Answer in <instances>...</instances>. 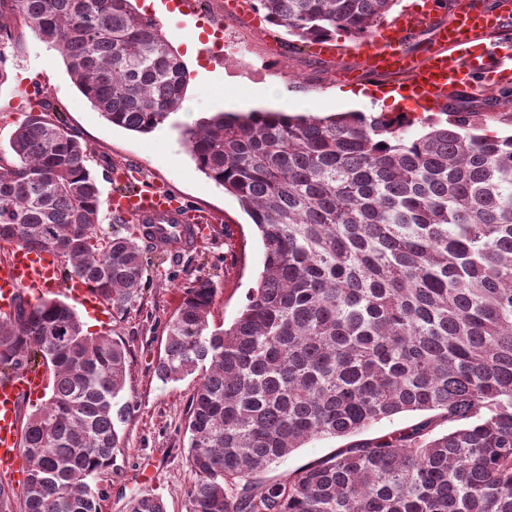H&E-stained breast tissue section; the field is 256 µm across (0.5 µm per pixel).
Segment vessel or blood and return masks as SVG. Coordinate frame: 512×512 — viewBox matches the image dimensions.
<instances>
[{
    "mask_svg": "<svg viewBox=\"0 0 512 512\" xmlns=\"http://www.w3.org/2000/svg\"><path fill=\"white\" fill-rule=\"evenodd\" d=\"M436 13V6L424 0L385 22L359 44L360 67L337 72V80L396 77L399 92L415 96L418 103L432 109L444 105L450 94L471 90L485 75L512 80V53L486 43L488 34L501 30L502 16L478 8L475 0H459L450 21L436 26L423 55L408 53L411 36ZM112 208L146 225L159 244L165 242L172 228L179 230V243L186 248L197 245L203 235L204 215L156 186L116 193ZM64 283L63 270L53 254L26 246L11 247L7 257L0 260V308L9 309L20 292L42 295ZM48 380L46 370L24 367L9 380L0 381V473H18L20 403L25 395L44 390Z\"/></svg>",
    "mask_w": 512,
    "mask_h": 512,
    "instance_id": "vessel-or-blood-1",
    "label": "vessel or blood"
}]
</instances>
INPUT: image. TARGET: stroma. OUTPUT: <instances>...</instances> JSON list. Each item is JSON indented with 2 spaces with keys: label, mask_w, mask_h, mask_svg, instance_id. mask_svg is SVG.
I'll return each mask as SVG.
<instances>
[{
  "label": "stroma",
  "mask_w": 512,
  "mask_h": 512,
  "mask_svg": "<svg viewBox=\"0 0 512 512\" xmlns=\"http://www.w3.org/2000/svg\"><path fill=\"white\" fill-rule=\"evenodd\" d=\"M206 10L222 24L243 54L188 55L185 41L197 36L206 41L200 18L185 19L179 12H156L164 35L181 54L190 74L185 99L195 119L215 112L252 110L286 111L292 114L328 116L338 112H375L377 95L384 83H367L372 99L347 97V84L337 82L338 70L359 66L356 39L338 35L340 53L332 59L313 56L308 47L269 23L253 25L249 17L224 10V0H206ZM6 56L8 79L0 85V151L8 152L9 140L30 110V94L46 92L54 119L87 143L86 165L100 188L104 224H112L110 199L120 184L115 172L129 168L144 183L165 186L182 204L203 211L212 228L197 247L179 257L149 253L144 286L129 311L110 313L107 321L91 322L90 311L79 308L84 329L94 335L110 334L130 352V373L123 399L132 406L122 424L123 446L98 484L105 492L101 512H126L128 501L138 495L162 499L166 512H186V493L195 481L187 462L186 412L197 383L196 376L162 383L155 366L164 351L166 324L186 288L196 279L212 281L217 289L211 319L228 324L257 284L262 247L249 216L238 200L200 172L187 154L180 132L188 126L183 112L148 134L113 126L72 83L60 53L31 31L0 49ZM497 87L483 86L452 100V112H473L487 134L512 132V104L504 103Z\"/></svg>",
  "instance_id": "stroma-1"
}]
</instances>
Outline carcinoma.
Instances as JSON below:
<instances>
[{
    "instance_id": "cac0c4a2",
    "label": "carcinoma",
    "mask_w": 512,
    "mask_h": 512,
    "mask_svg": "<svg viewBox=\"0 0 512 512\" xmlns=\"http://www.w3.org/2000/svg\"><path fill=\"white\" fill-rule=\"evenodd\" d=\"M399 0H254L310 44L360 39ZM22 26L60 50L112 125L147 134L184 99L188 71L132 0H0V38ZM30 110L0 156V243L45 248L66 277L124 313L147 262L141 233L103 231L88 147ZM218 112L183 131L197 168L234 195L262 246L256 288L228 325L217 289H186L155 373L199 376L187 410L196 479L187 512H512V135L469 113L424 118ZM32 364L51 394L23 425L25 493L0 512H101L96 478L121 447L129 351L90 336L68 303L19 297L0 313V378ZM402 413L422 419L372 437ZM448 423L445 431L441 423ZM347 440L282 477L321 438ZM128 512H166L151 495Z\"/></svg>"
}]
</instances>
